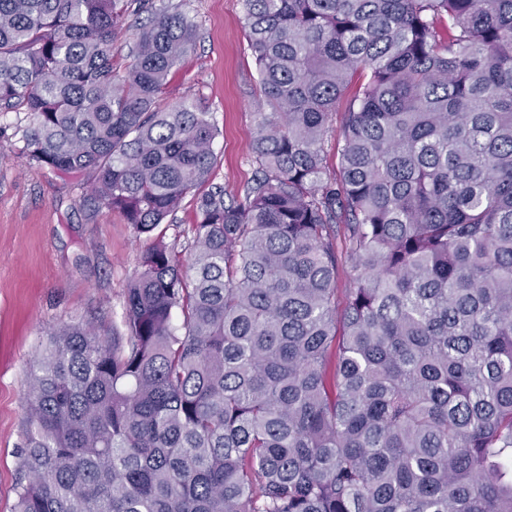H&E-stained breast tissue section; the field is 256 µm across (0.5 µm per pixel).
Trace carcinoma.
<instances>
[{
  "mask_svg": "<svg viewBox=\"0 0 512 512\" xmlns=\"http://www.w3.org/2000/svg\"><path fill=\"white\" fill-rule=\"evenodd\" d=\"M243 27L270 111L227 199L212 112L163 102L187 13L0 0L22 155L153 238L123 330L38 349L15 512H512V0H243ZM189 194L182 253L154 233Z\"/></svg>",
  "mask_w": 512,
  "mask_h": 512,
  "instance_id": "carcinoma-1",
  "label": "carcinoma"
}]
</instances>
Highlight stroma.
<instances>
[{"label":"stroma","mask_w":512,"mask_h":512,"mask_svg":"<svg viewBox=\"0 0 512 512\" xmlns=\"http://www.w3.org/2000/svg\"><path fill=\"white\" fill-rule=\"evenodd\" d=\"M198 26L194 53L171 73L167 101L201 100L220 130L214 180L234 195L249 180L258 74L242 0H183ZM26 114L0 112V512H15L26 376L48 331L121 326L125 290L147 238L88 201L87 178L21 153Z\"/></svg>","instance_id":"obj_1"}]
</instances>
